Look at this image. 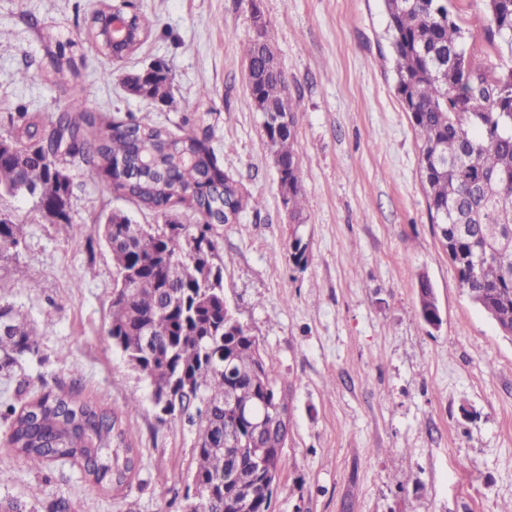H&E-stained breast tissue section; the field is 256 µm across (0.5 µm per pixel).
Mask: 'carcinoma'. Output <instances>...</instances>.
Listing matches in <instances>:
<instances>
[{"instance_id": "cac0c4a2", "label": "carcinoma", "mask_w": 512, "mask_h": 512, "mask_svg": "<svg viewBox=\"0 0 512 512\" xmlns=\"http://www.w3.org/2000/svg\"><path fill=\"white\" fill-rule=\"evenodd\" d=\"M396 89L421 146L420 179L431 223L438 226L459 282L470 300L512 335V247L493 248L491 240L512 241V0H483L486 40L499 61L474 63L467 36L448 9V0H384ZM46 46L49 81L69 71L72 57L59 37ZM271 34L258 30L243 46L248 90L264 114V130L275 140V165L288 211L300 219L303 198L294 154L300 100L288 95V80L275 57ZM170 69L160 63L140 73L135 92L165 103L171 95ZM22 157L0 158V193L18 188L37 198L38 207L70 205L71 178L56 169L59 154L73 164L92 166L125 197L159 213L163 224H135L123 214L108 222L124 226L119 238L103 226L112 253L114 290L107 336L129 363L161 391L180 375L192 380L170 416L195 434L196 464L190 485L209 484L215 497L185 512H227L226 501L248 480L224 453V436L248 435V425L224 410V391L239 400H275L288 393L272 376L259 342L239 325L224 300V288L210 281L216 252V226L249 204L221 166L207 131L185 123L171 136L149 122H123L82 109L79 98L50 118L52 130L20 105L7 115ZM177 206L202 217L200 224L171 218ZM25 225L0 221V253L18 246ZM419 313L430 322L432 290L420 282ZM0 373L39 351V337L12 306H0ZM262 369L264 384L255 381ZM0 418L10 421L9 443L40 469L56 460L78 461L100 486L129 485L135 461L118 415L72 392L43 389L16 408L0 402ZM284 429L268 431L265 448L285 447Z\"/></svg>"}]
</instances>
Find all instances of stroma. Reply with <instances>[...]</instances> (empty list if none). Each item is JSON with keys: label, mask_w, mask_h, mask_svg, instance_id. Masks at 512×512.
I'll return each instance as SVG.
<instances>
[{"label": "stroma", "mask_w": 512, "mask_h": 512, "mask_svg": "<svg viewBox=\"0 0 512 512\" xmlns=\"http://www.w3.org/2000/svg\"><path fill=\"white\" fill-rule=\"evenodd\" d=\"M124 0H0V137L8 112L39 118L77 93L88 112L135 117L178 133L207 129L218 160L258 209L218 227L224 296L288 382L292 421L273 512H512V340L461 287L418 169L420 142L395 90L383 0H132L156 25L115 59L88 35L96 10ZM475 58L491 54L482 0H452ZM301 101L294 151L304 221L288 222L262 113L247 90L241 48L257 22ZM55 26L75 41L79 76L44 78L41 35ZM174 74L172 98L155 103L125 81L154 62ZM27 80H20V71ZM207 89L199 99V89ZM71 223L56 224L28 197L0 198V214L25 224L0 258V304L34 325L38 356L0 399L21 405L42 388L75 391L119 414L136 456L129 487L95 484L79 465L0 466V502L22 512H182L195 462L186 423L162 418L149 386L106 332L112 254L95 232L113 211L140 224L162 217L119 195L92 168H71ZM298 234L307 261L295 264ZM23 267L27 278L15 280ZM428 279L441 323L419 314ZM138 396L136 411L126 409Z\"/></svg>", "instance_id": "1"}]
</instances>
